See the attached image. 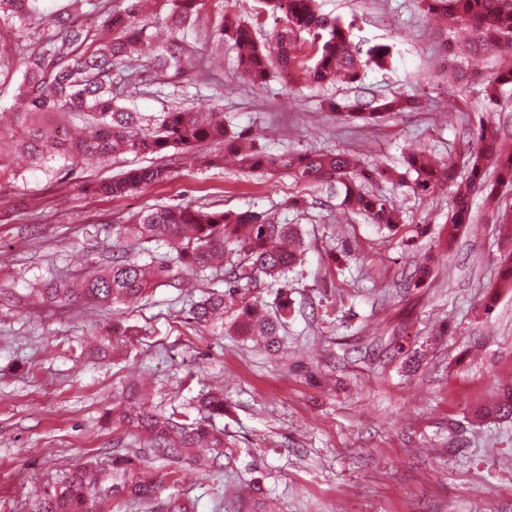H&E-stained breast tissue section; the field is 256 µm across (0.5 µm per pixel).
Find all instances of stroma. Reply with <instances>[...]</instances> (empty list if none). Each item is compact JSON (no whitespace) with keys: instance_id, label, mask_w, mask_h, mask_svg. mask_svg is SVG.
<instances>
[{"instance_id":"35a3bbf8","label":"stroma","mask_w":512,"mask_h":512,"mask_svg":"<svg viewBox=\"0 0 512 512\" xmlns=\"http://www.w3.org/2000/svg\"><path fill=\"white\" fill-rule=\"evenodd\" d=\"M321 3L324 14L354 22L362 47L396 43L394 66L353 84L317 87L296 74L256 85L228 40L204 83L160 79L135 105L218 107L266 151L344 150L400 172L414 148L459 158L483 116L512 135V85L497 105L480 106L486 76L512 61L511 43L485 45L469 26L428 20L419 0ZM396 95L415 97L419 110L363 124L326 106ZM135 162L118 155L54 182L30 171L0 187V512H30L75 467L110 475L114 446L132 440L108 415L113 397L141 386L151 405L179 413L199 392L223 389L216 426L231 451L212 475L142 463L138 476L162 484L155 512L172 500L189 512H251L256 478L277 512H512V419L472 417L512 387V288L496 285L505 239L488 206L476 203L451 243L453 187L424 196L409 178L369 184L403 214L390 232L340 210L327 190L234 164L176 159L167 182L132 196L85 192ZM189 203L299 225L304 255L290 275L283 351L195 323L174 288L109 310L47 305L33 292L38 279L85 267L111 243L113 222ZM425 263L431 272L417 280ZM117 320L132 336L107 355L93 352L96 328Z\"/></svg>"}]
</instances>
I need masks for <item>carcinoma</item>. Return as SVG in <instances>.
I'll return each mask as SVG.
<instances>
[{"label": "carcinoma", "instance_id": "1", "mask_svg": "<svg viewBox=\"0 0 512 512\" xmlns=\"http://www.w3.org/2000/svg\"><path fill=\"white\" fill-rule=\"evenodd\" d=\"M142 0H0V23L24 32L35 21L47 26L27 49L17 70L0 59V87L13 86L14 111L0 112L8 135H0V157L21 154L46 177L55 180L67 171L105 161L117 152L136 157L198 158L202 146L221 141L249 172L284 171L298 182L336 186L340 205L359 213L380 229L393 230L401 213L386 198L365 189L366 172L359 160L344 151L272 155L243 144L244 134L230 131L224 113L202 116L187 109L139 112L127 105L128 89L148 87L142 71L179 79L196 68L188 38L197 35L202 13L211 0H162L171 38L150 44L140 25ZM282 18L275 45H258L248 22L219 11L213 25L218 43L229 38L238 50L241 75L265 83L273 68L296 70L316 83L360 80L364 68L385 71L395 62L388 44L367 50L353 45V23L318 13L314 0H259ZM427 16H443L470 26L486 44L512 40V0H420ZM512 84V69L497 71L484 84L486 105L496 104L503 86ZM411 98H384L369 111L354 101H329L332 111L349 122H374L393 112L411 111ZM464 164L467 190L458 192L448 215V243L471 223L472 197L496 201L504 187H512V151L505 149L499 130L479 120L472 130ZM407 170L416 174L414 191L427 194L456 181L453 160L436 161L417 152L406 156ZM167 164L138 166L84 191L121 198L167 181ZM112 260L96 262L70 280L46 282L37 289L42 300L55 305L108 309L129 299L143 298L158 288H180L186 272L202 284L224 276V290L205 292L190 303L192 319L208 323L224 317L234 303L237 313L231 330L248 341L263 344L276 354L283 348V332L292 312L288 274L302 262L299 227L281 224L258 211H222L208 207L157 206L129 215L112 225ZM265 276L280 283L274 309L249 297L246 290ZM121 393L112 404V421L137 431L140 444L169 462L192 461L205 473L224 468V431L212 421L224 417V393L211 391L200 398L194 412L182 417L158 412ZM478 422L512 418V388L480 406ZM132 457L116 453L112 476L106 480L83 467L67 473L52 490L33 503L32 512H105L116 496H127L153 512L161 486L152 480L128 478Z\"/></svg>", "mask_w": 512, "mask_h": 512}]
</instances>
